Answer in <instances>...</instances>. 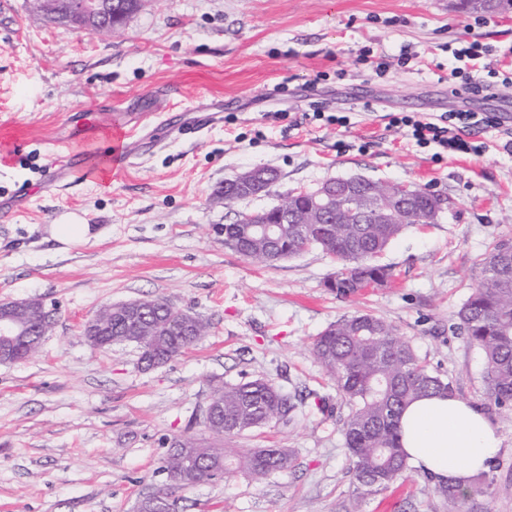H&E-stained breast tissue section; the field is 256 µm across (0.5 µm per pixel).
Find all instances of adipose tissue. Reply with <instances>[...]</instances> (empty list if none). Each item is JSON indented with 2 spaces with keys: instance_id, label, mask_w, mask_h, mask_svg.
<instances>
[{
  "instance_id": "adipose-tissue-1",
  "label": "adipose tissue",
  "mask_w": 512,
  "mask_h": 512,
  "mask_svg": "<svg viewBox=\"0 0 512 512\" xmlns=\"http://www.w3.org/2000/svg\"><path fill=\"white\" fill-rule=\"evenodd\" d=\"M408 463L436 482L467 484L498 454L502 438L479 408L457 397L414 400L400 418Z\"/></svg>"
}]
</instances>
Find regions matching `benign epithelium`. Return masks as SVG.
Returning <instances> with one entry per match:
<instances>
[{
    "label": "benign epithelium",
    "mask_w": 512,
    "mask_h": 512,
    "mask_svg": "<svg viewBox=\"0 0 512 512\" xmlns=\"http://www.w3.org/2000/svg\"><path fill=\"white\" fill-rule=\"evenodd\" d=\"M112 17V0H67L66 21L80 28L99 23ZM278 180V173L259 167L236 174L234 184L239 187L238 198H252L264 193L268 186ZM345 199L353 205L360 217L370 214L378 224H408L416 220L417 205L423 204V220L432 224L448 207L441 195L411 186L406 183L376 182L362 175L336 177L326 180L312 190L289 193L279 204L263 211H245L235 220L237 224H250L261 237L273 243L288 237V225L294 232L301 231V224H319L323 213ZM112 317L127 322H144L150 307L144 299L128 301L119 306H109ZM50 312L40 299L0 302V364H15L19 340L29 335L34 327L37 335L47 332ZM100 316L89 319L83 327V336L96 348L110 345ZM206 429L224 430V407L217 397L209 398L203 413Z\"/></svg>",
    "instance_id": "benign-epithelium-1"
}]
</instances>
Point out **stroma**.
<instances>
[{
	"mask_svg": "<svg viewBox=\"0 0 512 512\" xmlns=\"http://www.w3.org/2000/svg\"><path fill=\"white\" fill-rule=\"evenodd\" d=\"M479 43L512 77V12L454 0H144L118 32L40 19L31 0L0 14V301L38 298L54 326L29 360L0 365V512H135L166 486L170 439L207 437L213 386L255 378L297 396L288 425L230 439L284 448L288 469L175 490L176 512H512V419L490 404L477 347L456 329L475 262L512 240V150L438 154L385 115L436 117L512 106L453 95V50ZM350 123H330L333 114ZM254 166L281 178L224 201ZM409 182L448 199L437 223L406 228L376 262L391 279L347 299L325 288L336 262L312 248L276 265L224 245L238 212L337 176ZM75 213L87 242L49 227ZM166 300L210 323L180 356L144 370L134 347H90L103 306ZM395 326L457 396L499 426L488 492L452 501L416 469L357 498L341 427L350 407L313 352L345 315Z\"/></svg>",
	"mask_w": 512,
	"mask_h": 512,
	"instance_id": "obj_1",
	"label": "stroma"
}]
</instances>
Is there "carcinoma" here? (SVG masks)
Here are the masks:
<instances>
[{"label":"carcinoma","instance_id":"1","mask_svg":"<svg viewBox=\"0 0 512 512\" xmlns=\"http://www.w3.org/2000/svg\"><path fill=\"white\" fill-rule=\"evenodd\" d=\"M339 208L324 215L320 237L310 243L288 236V249L315 247L327 250L340 264L336 295L349 297L371 284L384 285L391 273L374 259L404 229L403 224H346ZM239 234L242 256L263 262L267 243L247 227L229 228ZM477 287L457 313L459 328L481 352L486 398L499 409L512 410V244L494 245L477 261ZM152 332L141 330L147 343L157 346L165 361L179 356L206 335L209 323L198 318L199 336H183L180 313L161 299H151ZM313 352L337 391L350 406L342 425L356 490L380 491L407 469L401 449L399 419L412 401L437 394L452 395L448 379L433 371L417 356L410 342L383 318L370 313L345 316L331 324L313 342ZM212 395L224 401V433L209 441L180 438L181 446L169 449L163 470L170 478H182L188 488L211 477L222 459L231 465L227 473L243 472L254 481L287 469L291 454L283 448H247L227 453L224 440L264 427L267 410L279 414L282 424L293 421L296 409L291 396L271 382L257 378L214 387ZM489 486L480 472L465 485L439 484L437 490L454 501H465L473 491Z\"/></svg>","mask_w":512,"mask_h":512}]
</instances>
